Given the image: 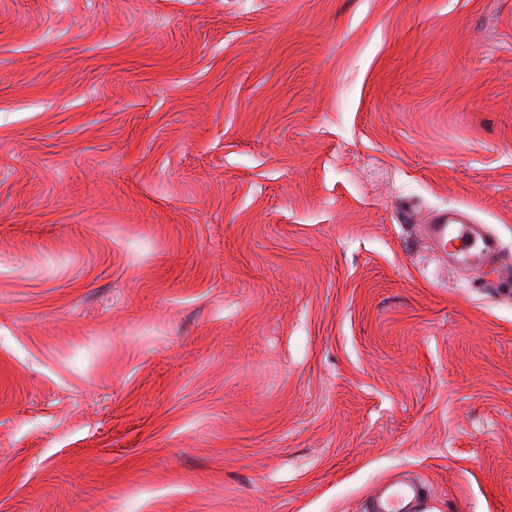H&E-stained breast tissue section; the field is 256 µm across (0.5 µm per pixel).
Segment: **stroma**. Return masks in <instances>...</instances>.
Returning a JSON list of instances; mask_svg holds the SVG:
<instances>
[{"label": "stroma", "mask_w": 512, "mask_h": 512, "mask_svg": "<svg viewBox=\"0 0 512 512\" xmlns=\"http://www.w3.org/2000/svg\"><path fill=\"white\" fill-rule=\"evenodd\" d=\"M509 272L512 0H0V512H512ZM476 223L461 208H448L427 225L426 236L435 246H441L451 237L457 242L454 256L463 264H491L499 253V241L482 224ZM430 498L415 481L399 480L381 486L368 512H430Z\"/></svg>", "instance_id": "1"}]
</instances>
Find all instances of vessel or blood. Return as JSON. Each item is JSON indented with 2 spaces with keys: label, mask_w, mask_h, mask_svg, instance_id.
Listing matches in <instances>:
<instances>
[{
  "label": "vessel or blood",
  "mask_w": 512,
  "mask_h": 512,
  "mask_svg": "<svg viewBox=\"0 0 512 512\" xmlns=\"http://www.w3.org/2000/svg\"><path fill=\"white\" fill-rule=\"evenodd\" d=\"M426 236L436 246L454 240L456 260L467 265L492 263L500 250L498 239L458 207L438 213L428 225ZM429 510L430 498L424 487L414 481L399 480L385 484L376 491L369 512Z\"/></svg>",
  "instance_id": "b4317fda"
}]
</instances>
